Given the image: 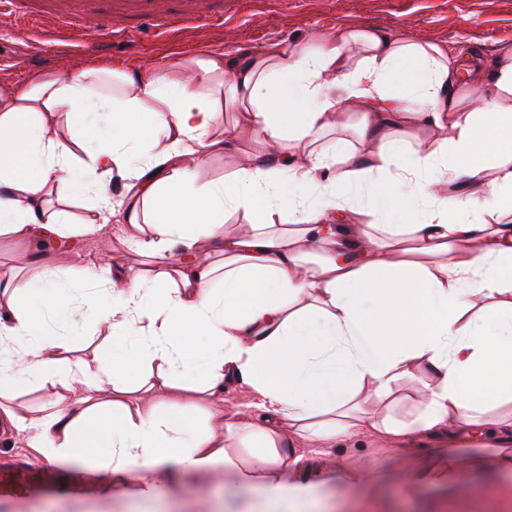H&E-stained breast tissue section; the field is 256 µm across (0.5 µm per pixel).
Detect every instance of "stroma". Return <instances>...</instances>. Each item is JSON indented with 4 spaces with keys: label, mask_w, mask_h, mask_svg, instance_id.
<instances>
[{
    "label": "stroma",
    "mask_w": 512,
    "mask_h": 512,
    "mask_svg": "<svg viewBox=\"0 0 512 512\" xmlns=\"http://www.w3.org/2000/svg\"><path fill=\"white\" fill-rule=\"evenodd\" d=\"M340 24L389 30L424 42H470L488 76L503 49L512 47V0H224L223 26L202 25L170 38L145 34L135 55L114 53L108 36L84 51L67 49L49 37L38 41L31 26L0 17V85L24 84L33 73L66 76L113 63L156 70L179 58L239 46H305L312 34L331 32ZM31 251L12 235L0 234V269L19 280L33 279L39 266L30 262ZM43 259L58 266L66 279L82 277L101 265L132 274L148 264L119 224L100 234L56 240ZM483 446V441L470 437L462 443L461 458L474 466L467 481L446 495L430 490L407 493L394 447L371 437L340 441L327 451L303 441L298 450L313 473L339 464L375 465L387 473L377 486L319 501V512H481L493 492V471L483 461ZM34 455L22 437H0V512H194L203 497L225 507L258 494L257 489L218 474L160 484L149 502L137 498L129 486L119 487L103 501L92 487L97 473H90L89 484L71 485L66 476L78 469V462L37 463Z\"/></svg>",
    "instance_id": "stroma-1"
}]
</instances>
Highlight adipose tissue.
<instances>
[{
    "label": "adipose tissue",
    "mask_w": 512,
    "mask_h": 512,
    "mask_svg": "<svg viewBox=\"0 0 512 512\" xmlns=\"http://www.w3.org/2000/svg\"><path fill=\"white\" fill-rule=\"evenodd\" d=\"M464 84L479 110H462ZM506 94L512 52L487 91L446 45L345 25L304 47L0 86V233L40 240L113 221L135 230L156 268L103 266L76 296L47 263L30 281L1 276L0 420L37 458L110 471L102 497L118 483L147 500L172 473L221 470L258 486L265 512H305L317 486L358 489L383 474L342 466L308 478L298 441L331 449L375 434L406 441L403 458L428 442L404 476L414 491L465 469L454 455L467 433L486 438L512 494V225L490 221L512 211ZM228 103L238 119L223 133ZM350 110L356 141L325 142ZM405 122L434 135L407 137ZM239 141L266 152L200 180L208 157ZM76 199L80 218L64 207ZM238 211L250 230L228 234ZM204 251L223 267L200 263ZM83 316L110 332L92 363L66 357ZM228 379L258 421L200 429L182 392L214 399ZM30 388L59 397L19 414L8 399ZM399 389L417 401L411 419L366 408Z\"/></svg>",
    "instance_id": "1"
}]
</instances>
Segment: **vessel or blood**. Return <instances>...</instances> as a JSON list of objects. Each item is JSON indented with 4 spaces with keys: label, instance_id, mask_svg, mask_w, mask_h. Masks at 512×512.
<instances>
[{
    "label": "vessel or blood",
    "instance_id": "vessel-or-blood-1",
    "mask_svg": "<svg viewBox=\"0 0 512 512\" xmlns=\"http://www.w3.org/2000/svg\"><path fill=\"white\" fill-rule=\"evenodd\" d=\"M0 15L17 21L46 18L55 30L64 35L74 34L76 27H83L84 45H91L93 36L112 34L121 37L124 49L135 48L140 30L130 28L129 19L140 21L142 28L158 37H169L175 32L168 14L167 0H112V10L104 18L89 22L84 16L74 12L69 0H57L49 9H33L22 13L17 9L16 0H0ZM181 21L185 28H193L199 23L223 25L224 15L215 10L213 0H183Z\"/></svg>",
    "mask_w": 512,
    "mask_h": 512
}]
</instances>
